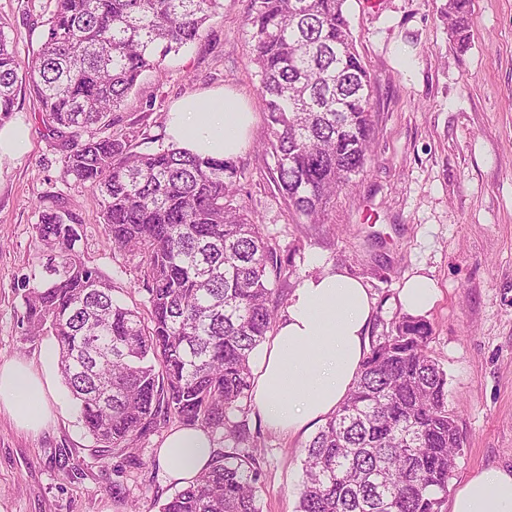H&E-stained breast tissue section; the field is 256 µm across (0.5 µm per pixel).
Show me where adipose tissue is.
Returning <instances> with one entry per match:
<instances>
[{
  "instance_id": "obj_1",
  "label": "adipose tissue",
  "mask_w": 512,
  "mask_h": 512,
  "mask_svg": "<svg viewBox=\"0 0 512 512\" xmlns=\"http://www.w3.org/2000/svg\"><path fill=\"white\" fill-rule=\"evenodd\" d=\"M252 115L237 95L188 101L169 114L170 136L184 148L217 160L237 158L247 145ZM438 290L426 276L407 279L399 293L403 310L428 312ZM373 299L367 284L345 269L301 279L272 336L254 352L251 401L267 426L295 435L331 416L352 388L369 354ZM54 350L43 373L20 360L0 362V407L16 425L39 433L51 416ZM214 442L200 427H178L165 437L158 458L172 481L187 485L210 461ZM449 512H512V471L472 477L453 495Z\"/></svg>"
}]
</instances>
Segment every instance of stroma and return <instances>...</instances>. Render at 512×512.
<instances>
[{
	"instance_id": "35a3bbf8",
	"label": "stroma",
	"mask_w": 512,
	"mask_h": 512,
	"mask_svg": "<svg viewBox=\"0 0 512 512\" xmlns=\"http://www.w3.org/2000/svg\"><path fill=\"white\" fill-rule=\"evenodd\" d=\"M446 0H347L352 35L374 81L372 153L363 175L340 191L322 223L289 213L269 180L261 147L267 124L244 25L248 0H224L198 39L145 73L116 128L141 129L135 148H166L169 112L180 99L233 91L253 114L235 164L242 198L283 260L274 283L287 307L298 282L340 267L368 285L371 335L402 315L404 281L434 279L438 297L422 320L428 351L448 374V408L464 446L448 482L456 491L484 470L512 469V0H472L466 46L443 17ZM48 0H0V28L19 60L45 32ZM27 148L0 158V361L43 367L53 336L25 338L22 280L45 274L47 252L34 226L39 209L72 214L82 260L112 281L119 303L142 304L140 259L113 250L98 198L62 182V153L39 120L28 86L14 112ZM52 419L29 434L0 410V512H158L176 490L158 450L177 420L142 437L131 455H100L62 381ZM263 456L262 512H295L310 433L288 436L251 413Z\"/></svg>"
}]
</instances>
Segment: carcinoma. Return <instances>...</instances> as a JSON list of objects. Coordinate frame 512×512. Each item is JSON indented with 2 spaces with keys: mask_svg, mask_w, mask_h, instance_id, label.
Returning a JSON list of instances; mask_svg holds the SVG:
<instances>
[{
  "mask_svg": "<svg viewBox=\"0 0 512 512\" xmlns=\"http://www.w3.org/2000/svg\"><path fill=\"white\" fill-rule=\"evenodd\" d=\"M346 0H249L270 180L287 208L321 221L366 166L372 77ZM47 32L20 64L0 30V116L28 85L62 151V180L99 198L106 235L140 255L145 312L75 250L79 225L40 211L49 252L37 286L21 282L25 335L51 333L62 381L100 453H124L158 422L220 435L207 466L159 512H261L262 474L248 424L250 358L273 331L271 276L282 260L241 198L232 161L169 146L134 150L139 131L108 135L146 71L195 41L224 0H50ZM460 46L470 0H446ZM430 329L409 316L371 340L346 399L312 436L296 512H443L463 437Z\"/></svg>",
  "mask_w": 512,
  "mask_h": 512,
  "instance_id": "cac0c4a2",
  "label": "carcinoma"
}]
</instances>
